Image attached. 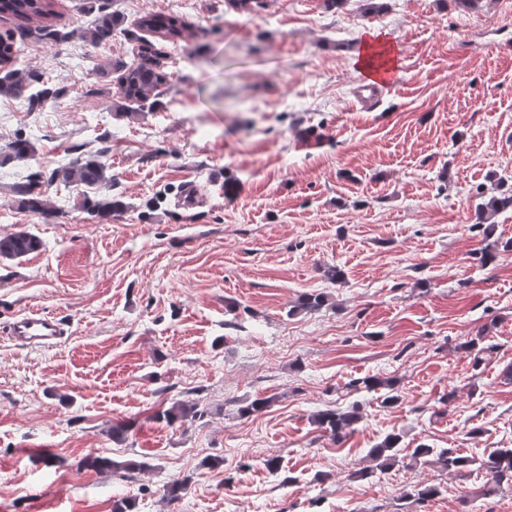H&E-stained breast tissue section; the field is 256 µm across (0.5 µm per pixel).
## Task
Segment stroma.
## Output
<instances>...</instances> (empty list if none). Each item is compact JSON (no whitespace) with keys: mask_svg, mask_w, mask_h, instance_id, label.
Wrapping results in <instances>:
<instances>
[{"mask_svg":"<svg viewBox=\"0 0 512 512\" xmlns=\"http://www.w3.org/2000/svg\"><path fill=\"white\" fill-rule=\"evenodd\" d=\"M366 7L53 0L50 36L0 14V33L24 47L15 69L59 91L38 108L0 97V158L17 136L35 146L0 161V237L42 242L0 260V512H112L122 497L133 512H512V488L491 491L481 469L355 475L393 431L409 448L477 458L512 447V251L484 268L467 260L487 241L471 224L512 239V212L477 210L512 189V11ZM103 12L125 23L90 45ZM148 13L178 15L197 36L176 51L160 42L169 82L157 104L124 114L99 71L132 58ZM373 33L392 44L400 83L364 112L351 90ZM96 153L124 211L93 215L83 188L49 184L47 214L18 207L14 183ZM188 177L209 197L192 212L176 204ZM305 292L328 301L288 315ZM30 309L66 323L60 344L11 341L7 326ZM368 376L394 380L400 403L350 388ZM266 397V411L238 416L240 401ZM177 400L204 416L156 422ZM355 403L363 420L342 441L313 421ZM89 456L122 468L84 466ZM177 480L186 488L166 498ZM417 484L442 493L408 499Z\"/></svg>","mask_w":512,"mask_h":512,"instance_id":"obj_1","label":"stroma"}]
</instances>
